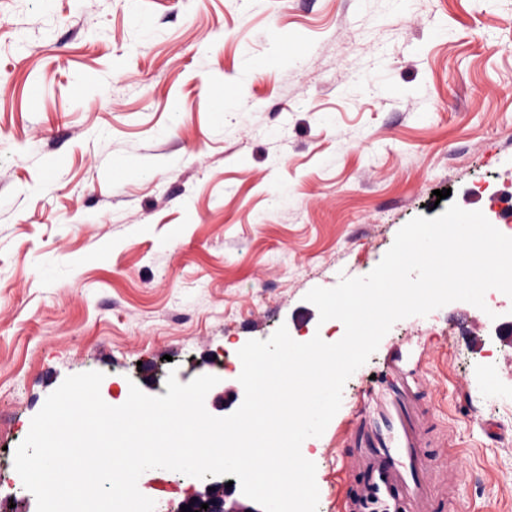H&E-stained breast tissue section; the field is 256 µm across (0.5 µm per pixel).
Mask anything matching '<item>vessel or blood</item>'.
<instances>
[{"instance_id":"1","label":"vessel or blood","mask_w":512,"mask_h":512,"mask_svg":"<svg viewBox=\"0 0 512 512\" xmlns=\"http://www.w3.org/2000/svg\"><path fill=\"white\" fill-rule=\"evenodd\" d=\"M429 357L409 360L403 346L387 356L385 369L365 401L341 430L336 447V512H449L462 468L448 427L442 423L414 370Z\"/></svg>"}]
</instances>
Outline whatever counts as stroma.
Masks as SVG:
<instances>
[{
	"instance_id": "stroma-1",
	"label": "stroma",
	"mask_w": 512,
	"mask_h": 512,
	"mask_svg": "<svg viewBox=\"0 0 512 512\" xmlns=\"http://www.w3.org/2000/svg\"><path fill=\"white\" fill-rule=\"evenodd\" d=\"M512 210V0H0V492L47 396L166 395L235 346L340 328L306 301L371 272L435 190ZM512 298L394 323L303 456L335 512L336 433L397 345L454 432L466 512H512ZM199 478L144 472L175 512Z\"/></svg>"
}]
</instances>
